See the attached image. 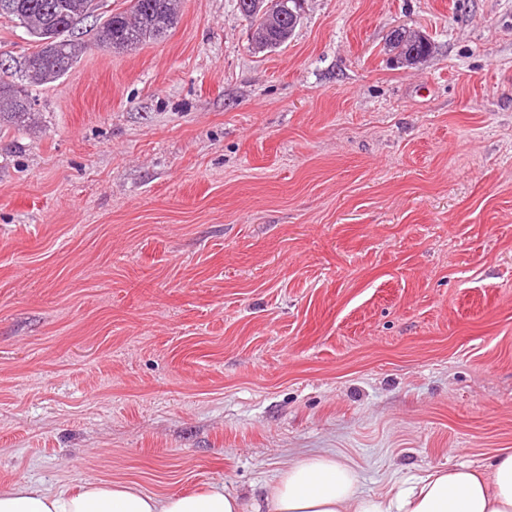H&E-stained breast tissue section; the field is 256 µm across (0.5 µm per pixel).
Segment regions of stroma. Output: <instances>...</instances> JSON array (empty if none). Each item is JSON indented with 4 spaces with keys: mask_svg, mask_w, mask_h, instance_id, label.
I'll return each mask as SVG.
<instances>
[{
    "mask_svg": "<svg viewBox=\"0 0 512 512\" xmlns=\"http://www.w3.org/2000/svg\"><path fill=\"white\" fill-rule=\"evenodd\" d=\"M434 45L390 63L399 27ZM0 127V486L380 492L512 450V0H237ZM248 0V4H251V8L258 13H250L244 12L242 9V4H245L246 0L238 1V8L241 15L248 21L249 29L251 31V41L254 45V48L258 50H274L281 47L284 44H287L289 40H291L294 36V32L296 27L290 26V23H286V25L276 31H270L267 33L266 39L267 43L265 44H257L253 42V38L256 33L264 30V19L263 16L267 17L268 21L274 22L277 18H281L280 10L282 8V1L280 0ZM263 47H266L264 50Z\"/></svg>",
    "mask_w": 512,
    "mask_h": 512,
    "instance_id": "35a3bbf8",
    "label": "stroma"
}]
</instances>
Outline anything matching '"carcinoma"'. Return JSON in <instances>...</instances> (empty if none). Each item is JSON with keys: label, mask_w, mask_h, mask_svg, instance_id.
Instances as JSON below:
<instances>
[{"label": "carcinoma", "mask_w": 512, "mask_h": 512, "mask_svg": "<svg viewBox=\"0 0 512 512\" xmlns=\"http://www.w3.org/2000/svg\"><path fill=\"white\" fill-rule=\"evenodd\" d=\"M90 0H0V18L26 30L32 50L23 57L19 72L22 82L14 80L11 68L0 64V125L23 123L29 118L33 101L28 87L54 82L77 63L86 44L74 36L77 26L71 20L84 13ZM129 8L103 13L96 26L97 40L115 50H132L139 45L166 37L178 23V0H129ZM295 27L267 33V43L254 47L270 51L288 43ZM388 54L396 63L420 61L433 53L430 39L422 34L387 42Z\"/></svg>", "instance_id": "carcinoma-1"}]
</instances>
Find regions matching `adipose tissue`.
<instances>
[{
	"mask_svg": "<svg viewBox=\"0 0 512 512\" xmlns=\"http://www.w3.org/2000/svg\"><path fill=\"white\" fill-rule=\"evenodd\" d=\"M0 512H512V451L483 472L461 463L380 493L365 490L347 462L314 454L289 462L271 496L249 504L219 488L157 495L131 482L75 490L19 482L0 488Z\"/></svg>",
	"mask_w": 512,
	"mask_h": 512,
	"instance_id": "adipose-tissue-1",
	"label": "adipose tissue"
}]
</instances>
